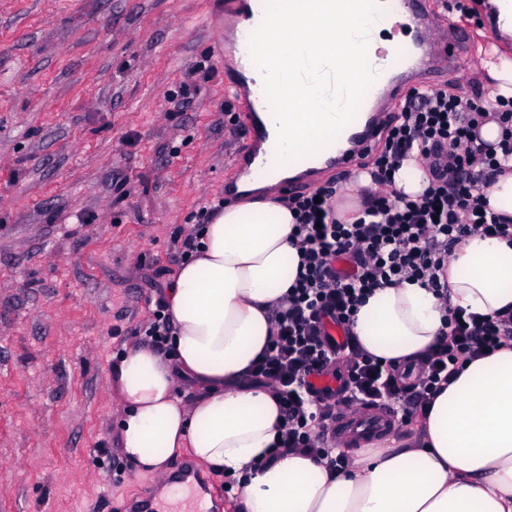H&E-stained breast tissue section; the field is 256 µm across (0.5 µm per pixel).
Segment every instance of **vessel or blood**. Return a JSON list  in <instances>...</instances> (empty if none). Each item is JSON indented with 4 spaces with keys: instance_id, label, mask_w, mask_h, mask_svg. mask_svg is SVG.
Segmentation results:
<instances>
[{
    "instance_id": "vessel-or-blood-1",
    "label": "vessel or blood",
    "mask_w": 512,
    "mask_h": 512,
    "mask_svg": "<svg viewBox=\"0 0 512 512\" xmlns=\"http://www.w3.org/2000/svg\"><path fill=\"white\" fill-rule=\"evenodd\" d=\"M383 9V23L394 37L392 51H378L376 63L380 76L364 96L358 111L337 141L323 149L292 161L288 179L290 191H298L322 171L356 174L361 154L376 145L384 127L392 120L400 100L413 89L435 87L448 72L462 67L471 54L469 31L454 20H436L428 0H377ZM264 17L263 10L252 7V0H239L234 13H225L222 4H214L210 21L224 32V41L216 49L219 62L227 63L236 76V88L242 89L243 125L248 135L245 150L235 155V183L226 185V195L234 196L244 185H262L277 169L276 143L263 120L271 108L264 91L248 66L249 41ZM395 423L385 407H373L360 413L342 411L336 417L331 435L347 448L360 447ZM171 484L188 488L194 496L191 512H211L205 504V492L193 470L185 469L171 477Z\"/></svg>"
}]
</instances>
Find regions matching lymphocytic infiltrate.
Instances as JSON below:
<instances>
[{
    "label": "lymphocytic infiltrate",
    "mask_w": 512,
    "mask_h": 512,
    "mask_svg": "<svg viewBox=\"0 0 512 512\" xmlns=\"http://www.w3.org/2000/svg\"><path fill=\"white\" fill-rule=\"evenodd\" d=\"M501 127L498 146L479 139L487 122ZM427 162L429 186L410 200L393 175L411 153ZM512 156V99L466 97L441 86L411 90L399 106L366 170L376 187L358 217L340 223L333 214L335 185L282 196L294 215L291 242L297 275L272 316L274 332L253 373L272 388L282 419L277 454H303L326 462L330 472L348 467L328 437L337 407L354 411L389 407L399 424L423 415L471 360L512 345V311L494 317L449 313L447 327L412 380L367 353L350 324L375 289L407 281L441 288L448 251L474 233L512 242V220L489 211L486 186ZM340 328L330 336L329 326ZM338 370V391L314 389L311 379Z\"/></svg>",
    "instance_id": "lymphocytic-infiltrate-1"
}]
</instances>
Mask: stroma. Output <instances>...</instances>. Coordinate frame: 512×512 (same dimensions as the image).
I'll use <instances>...</instances> for the list:
<instances>
[{"label":"stroma","mask_w":512,"mask_h":512,"mask_svg":"<svg viewBox=\"0 0 512 512\" xmlns=\"http://www.w3.org/2000/svg\"><path fill=\"white\" fill-rule=\"evenodd\" d=\"M211 0H0V512H127L109 372L246 143ZM479 50L448 78L489 92Z\"/></svg>","instance_id":"obj_1"}]
</instances>
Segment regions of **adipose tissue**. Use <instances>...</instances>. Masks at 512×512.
<instances>
[{"label": "adipose tissue", "instance_id": "ef3b65f1", "mask_svg": "<svg viewBox=\"0 0 512 512\" xmlns=\"http://www.w3.org/2000/svg\"><path fill=\"white\" fill-rule=\"evenodd\" d=\"M294 224L270 191L201 226L166 290L171 355L132 347L110 376L126 460L161 477L190 450L216 474L247 477L239 512H512V346L465 364L403 439L351 453L345 473L300 454L269 461L279 410L248 373L296 277ZM447 283L444 296L417 282L376 289L354 335L394 365L422 360L451 310L512 308V244L466 237L448 254ZM183 382L192 401L176 394Z\"/></svg>", "mask_w": 512, "mask_h": 512}]
</instances>
